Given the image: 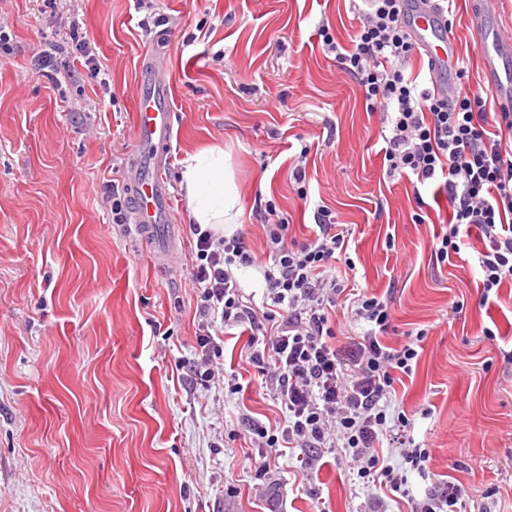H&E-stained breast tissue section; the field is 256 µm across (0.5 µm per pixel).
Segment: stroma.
<instances>
[{
  "label": "stroma",
  "mask_w": 512,
  "mask_h": 512,
  "mask_svg": "<svg viewBox=\"0 0 512 512\" xmlns=\"http://www.w3.org/2000/svg\"><path fill=\"white\" fill-rule=\"evenodd\" d=\"M363 7L0 0V512H405L408 497L366 487L341 449L310 480L279 458L259 493L241 420L274 421L278 405L255 385L187 382L201 329L224 323L197 311L180 162L216 143L232 149L239 229L258 262L266 205L299 242L327 207L350 231L356 285L394 301L387 342L422 333L392 402L430 454L425 473L409 471L408 496L446 480L465 490L467 512H512V284L481 303L477 229L461 228L460 254L435 262L445 202L387 177L380 115L320 37L326 27L351 46ZM453 18L465 82L483 90L467 0ZM74 26L90 55L72 47ZM150 62L174 84L170 264L112 221L136 75Z\"/></svg>",
  "instance_id": "obj_1"
}]
</instances>
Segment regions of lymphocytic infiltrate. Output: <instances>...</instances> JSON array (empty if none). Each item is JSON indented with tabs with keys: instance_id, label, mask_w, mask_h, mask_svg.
<instances>
[{
	"instance_id": "1",
	"label": "lymphocytic infiltrate",
	"mask_w": 512,
	"mask_h": 512,
	"mask_svg": "<svg viewBox=\"0 0 512 512\" xmlns=\"http://www.w3.org/2000/svg\"><path fill=\"white\" fill-rule=\"evenodd\" d=\"M363 24L351 49L330 31L323 43L342 71L360 87L366 107L387 126L383 161L388 177L437 184L451 213L448 232L434 250L437 262L461 251V226L481 229L489 241L478 255L482 300L512 282V112L488 114L481 92L436 96L418 89L405 66L416 50L406 30L405 0H365ZM268 266L262 304L244 298L237 270L255 266L242 232L219 237L190 225L196 238L193 278L200 316L220 314L226 327L247 325V363L283 410L277 426L249 419L258 450L250 469L264 479L272 461L292 449L307 474L320 468L325 451L346 450L367 485L400 491L408 482L395 458L424 471L429 453L408 433L406 414L390 413L395 384L411 374L418 352L411 343L387 345L392 328L389 299L352 289L329 274L335 264L356 265L347 252L348 231L329 210L317 209V229L304 243L288 236L275 207L265 210ZM350 304L363 333L337 344L341 326L334 307ZM464 492L439 483L425 497H408V512H462Z\"/></svg>"
}]
</instances>
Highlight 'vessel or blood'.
I'll return each mask as SVG.
<instances>
[{"mask_svg": "<svg viewBox=\"0 0 512 512\" xmlns=\"http://www.w3.org/2000/svg\"><path fill=\"white\" fill-rule=\"evenodd\" d=\"M497 0H471L468 14L478 36L483 83L497 107L512 109V27L495 23ZM406 20L412 40L430 62L429 86L437 93L455 91L452 73L458 45L446 27L442 0H408ZM172 84L162 68L139 69L135 154L126 172L131 191L135 234L152 244L159 256L177 244L169 233L173 202L163 171L174 136L171 121Z\"/></svg>", "mask_w": 512, "mask_h": 512, "instance_id": "b4317fda", "label": "vessel or blood"}]
</instances>
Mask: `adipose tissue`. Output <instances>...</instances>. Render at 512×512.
Returning a JSON list of instances; mask_svg holds the SVG:
<instances>
[{"instance_id":"1","label":"adipose tissue","mask_w":512,"mask_h":512,"mask_svg":"<svg viewBox=\"0 0 512 512\" xmlns=\"http://www.w3.org/2000/svg\"><path fill=\"white\" fill-rule=\"evenodd\" d=\"M180 176L188 222L219 235L234 233L244 204L230 157L223 146L214 144L186 153Z\"/></svg>"}]
</instances>
